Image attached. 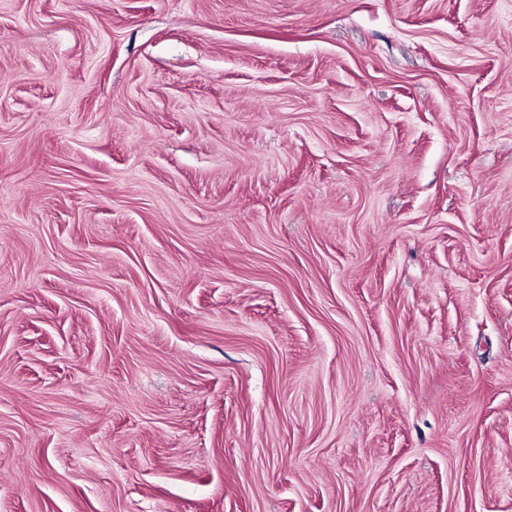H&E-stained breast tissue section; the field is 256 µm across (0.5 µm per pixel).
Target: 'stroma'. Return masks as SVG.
Segmentation results:
<instances>
[{
    "mask_svg": "<svg viewBox=\"0 0 512 512\" xmlns=\"http://www.w3.org/2000/svg\"><path fill=\"white\" fill-rule=\"evenodd\" d=\"M0 512H512V0H0Z\"/></svg>",
    "mask_w": 512,
    "mask_h": 512,
    "instance_id": "stroma-1",
    "label": "stroma"
}]
</instances>
